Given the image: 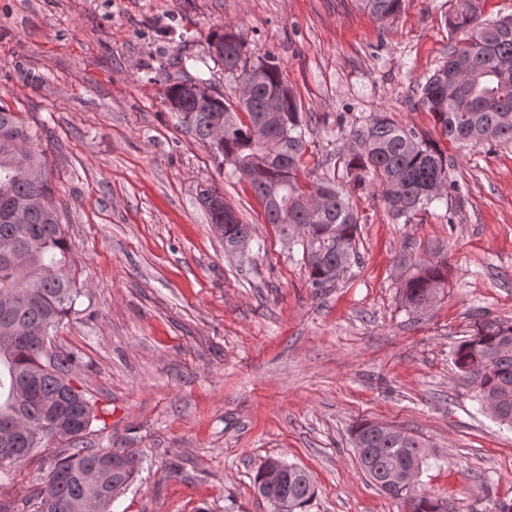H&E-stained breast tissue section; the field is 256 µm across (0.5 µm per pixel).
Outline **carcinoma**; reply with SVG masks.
<instances>
[{"mask_svg": "<svg viewBox=\"0 0 512 512\" xmlns=\"http://www.w3.org/2000/svg\"><path fill=\"white\" fill-rule=\"evenodd\" d=\"M354 2L383 21L400 10L402 0ZM449 26L465 38L450 46L448 60L426 79L421 104L449 141L511 143L512 16L479 23L473 0H456ZM229 29L214 35L211 46L224 57L212 61H221L227 76L249 81V97L233 104L217 95L199 103L180 82L169 87L167 100L178 104L182 122L212 154L252 187L267 223L299 231L311 286L330 288L336 270L356 258L358 217L332 181L299 185L305 124L281 62L269 52L247 55ZM34 138L18 113L0 105V436L16 434L14 447L26 455L52 444L70 448L50 463L43 486L30 497L33 512H111L113 495L136 481L143 456L138 448L84 447L95 415L84 390L74 384L79 356L57 346L51 335L80 291L52 202L45 152L33 147ZM347 139V185L354 191L380 190L396 217L407 218L454 188L438 144L385 112L351 128ZM252 236V225L236 217L224 233V248L233 251ZM444 281L441 265L406 272L402 303L422 309ZM453 363L490 415L512 427V322L479 315L474 333L456 347ZM352 439L358 464L375 485L392 468L421 469L428 456L422 439L404 431L384 433L372 421L357 424ZM103 466L111 480L99 488L88 474ZM277 493L288 502V512H307L316 486L304 468L290 464ZM383 493L404 500L409 512H440L438 502L415 494L413 486Z\"/></svg>", "mask_w": 512, "mask_h": 512, "instance_id": "1", "label": "carcinoma"}]
</instances>
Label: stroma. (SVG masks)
I'll list each match as a JSON object with an SVG mask.
<instances>
[{
  "mask_svg": "<svg viewBox=\"0 0 512 512\" xmlns=\"http://www.w3.org/2000/svg\"><path fill=\"white\" fill-rule=\"evenodd\" d=\"M454 6L403 0L380 22L353 0H0V103L38 132L77 263L56 342L81 356L90 445L143 451L112 512H271L253 491L270 457L310 472L308 512H405L358 466L365 420L429 442L416 491L442 512L512 502V429L453 363L476 314L512 321V143L439 139L418 103L463 37ZM227 24L249 55L279 58L302 107L300 184L342 183L346 134L377 112L448 158L456 190L410 219L350 193L359 260L332 287H311L298 245L168 106ZM206 186L253 225L245 252L199 207ZM440 263L434 302L406 309L403 272ZM52 456L0 473V512L25 504Z\"/></svg>",
  "mask_w": 512,
  "mask_h": 512,
  "instance_id": "obj_1",
  "label": "stroma"
}]
</instances>
